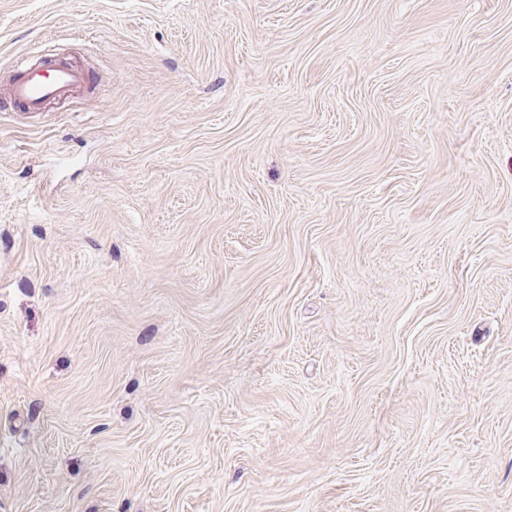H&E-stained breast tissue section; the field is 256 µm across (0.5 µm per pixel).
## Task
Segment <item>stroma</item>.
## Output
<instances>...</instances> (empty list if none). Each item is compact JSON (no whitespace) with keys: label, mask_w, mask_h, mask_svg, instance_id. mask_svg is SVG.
Returning a JSON list of instances; mask_svg holds the SVG:
<instances>
[{"label":"stroma","mask_w":512,"mask_h":512,"mask_svg":"<svg viewBox=\"0 0 512 512\" xmlns=\"http://www.w3.org/2000/svg\"><path fill=\"white\" fill-rule=\"evenodd\" d=\"M0 512H512V0H0ZM48 53L34 62L17 63L7 86L8 98L29 113L44 112L51 104L72 101L85 94L91 82V68Z\"/></svg>","instance_id":"1"}]
</instances>
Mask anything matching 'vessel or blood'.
I'll use <instances>...</instances> for the list:
<instances>
[{
  "instance_id": "b4317fda",
  "label": "vessel or blood",
  "mask_w": 512,
  "mask_h": 512,
  "mask_svg": "<svg viewBox=\"0 0 512 512\" xmlns=\"http://www.w3.org/2000/svg\"><path fill=\"white\" fill-rule=\"evenodd\" d=\"M90 82L89 67L47 53L37 61L17 63L7 96L24 111L42 112L51 104L85 94Z\"/></svg>"
}]
</instances>
